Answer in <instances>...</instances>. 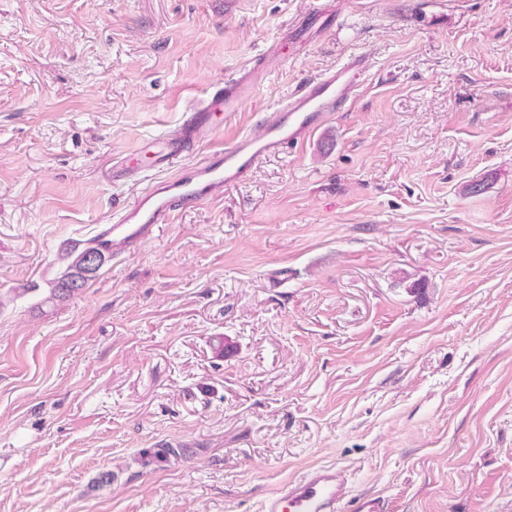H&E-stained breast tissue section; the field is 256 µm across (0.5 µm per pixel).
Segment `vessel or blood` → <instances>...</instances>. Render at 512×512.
Wrapping results in <instances>:
<instances>
[{"instance_id": "vessel-or-blood-1", "label": "vessel or blood", "mask_w": 512, "mask_h": 512, "mask_svg": "<svg viewBox=\"0 0 512 512\" xmlns=\"http://www.w3.org/2000/svg\"><path fill=\"white\" fill-rule=\"evenodd\" d=\"M372 67L369 54L355 52L335 68L303 81L281 102L261 133L242 132L194 157L196 146L212 131L214 113L232 120L255 86L253 72L232 73L213 83L193 105L176 131L164 136L153 156L155 167L168 171L114 217L100 223L92 248L116 255L153 239L161 225L182 211L210 199L217 187L234 188L269 157L308 143L335 113L352 106ZM262 512H387L379 496H355L345 468L319 465L288 480L265 499Z\"/></svg>"}]
</instances>
